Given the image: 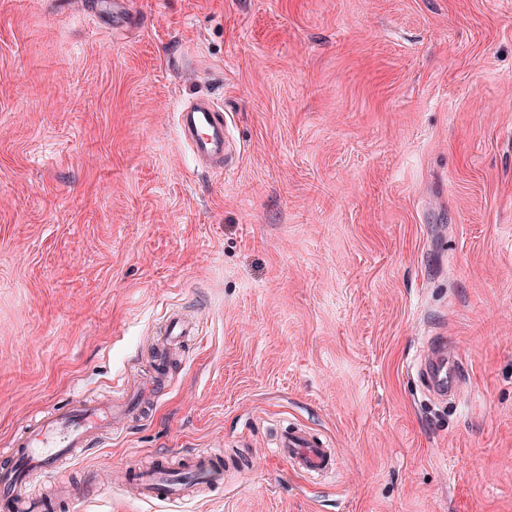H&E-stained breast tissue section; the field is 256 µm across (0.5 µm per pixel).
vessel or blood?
Masks as SVG:
<instances>
[{"instance_id": "b4317fda", "label": "vessel or blood", "mask_w": 512, "mask_h": 512, "mask_svg": "<svg viewBox=\"0 0 512 512\" xmlns=\"http://www.w3.org/2000/svg\"><path fill=\"white\" fill-rule=\"evenodd\" d=\"M176 125L195 157L219 169H229L236 146L229 136L222 106L208 98L190 101L178 109ZM421 371L428 391L434 395H455L463 385L458 360L447 353L445 343L431 344ZM126 414L125 408L111 400L86 398L45 412L30 424L0 464V504L7 512H51L52 501L35 496L33 485L45 474L59 473L68 461L111 435L113 422ZM279 453L306 473H326L336 465L334 452L299 427L282 435ZM221 471L222 463L216 455L203 452L193 455L179 474L171 473L166 461H159L146 479H135L134 484L144 499L183 502L194 495L197 475L214 479Z\"/></svg>"}]
</instances>
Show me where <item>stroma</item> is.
<instances>
[{"instance_id": "stroma-1", "label": "stroma", "mask_w": 512, "mask_h": 512, "mask_svg": "<svg viewBox=\"0 0 512 512\" xmlns=\"http://www.w3.org/2000/svg\"><path fill=\"white\" fill-rule=\"evenodd\" d=\"M0 0V449L169 385L52 512H512V0ZM199 96L240 151L175 127ZM446 338L455 401L421 357ZM300 426L334 471L274 451ZM224 456L183 503L124 474ZM176 125L195 157L224 169L225 174L230 171L237 149L229 136L222 106L209 98H197L178 109Z\"/></svg>"}]
</instances>
